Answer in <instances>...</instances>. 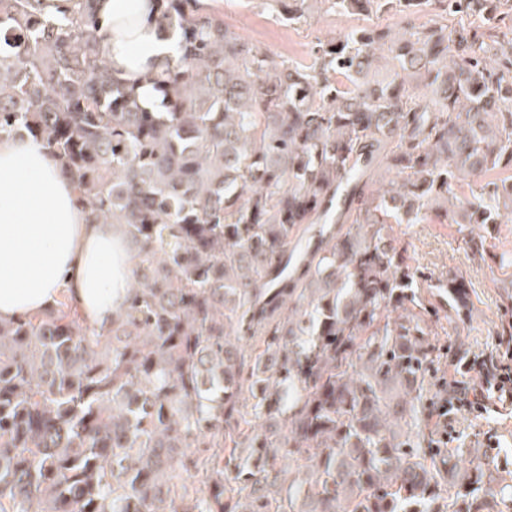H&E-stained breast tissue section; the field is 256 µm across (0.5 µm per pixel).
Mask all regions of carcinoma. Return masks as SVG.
Here are the masks:
<instances>
[{
	"instance_id": "cac0c4a2",
	"label": "carcinoma",
	"mask_w": 512,
	"mask_h": 512,
	"mask_svg": "<svg viewBox=\"0 0 512 512\" xmlns=\"http://www.w3.org/2000/svg\"><path fill=\"white\" fill-rule=\"evenodd\" d=\"M94 0H0V134L64 162L87 220L125 228L135 285L108 327L68 294L0 321V512H494L489 468L421 427L432 298L391 234L512 224L509 0H319L480 16L353 29L302 67L161 0L177 59L100 56ZM290 22L313 0H272ZM395 173L374 180L381 167ZM475 184L464 205L454 186ZM335 218L338 226L327 223ZM306 477L286 476L291 465Z\"/></svg>"
}]
</instances>
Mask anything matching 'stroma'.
<instances>
[{
	"instance_id": "obj_1",
	"label": "stroma",
	"mask_w": 512,
	"mask_h": 512,
	"mask_svg": "<svg viewBox=\"0 0 512 512\" xmlns=\"http://www.w3.org/2000/svg\"><path fill=\"white\" fill-rule=\"evenodd\" d=\"M308 21L288 23L277 17L267 0H216L212 11L225 25L242 38L270 51L282 59L308 66L318 43L336 38L352 28L370 25L376 29L398 32L440 25L479 27L478 17L436 14H411L387 9L371 16L344 14L320 0L313 5ZM406 248L410 263L432 283L447 281L449 273H463L467 309L461 320L440 319L436 330L443 347L452 357L442 358L428 387L430 397H438L440 381L465 375L472 390H482L476 372L462 373L463 359L495 353L499 350L498 332L502 323L512 319V266L503 256L512 257V224H449L443 210L428 211L424 222L397 224L393 227ZM484 411L459 412L451 423V447L463 448L460 465L482 461L483 450L497 444V475L512 480V403L487 394Z\"/></svg>"
}]
</instances>
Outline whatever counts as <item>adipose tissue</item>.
<instances>
[{"label": "adipose tissue", "mask_w": 512, "mask_h": 512, "mask_svg": "<svg viewBox=\"0 0 512 512\" xmlns=\"http://www.w3.org/2000/svg\"><path fill=\"white\" fill-rule=\"evenodd\" d=\"M158 0H95L99 50L115 77L139 87L177 49L158 36ZM134 264L122 225L89 223L58 158L40 141L0 136V320L52 307L68 289L93 323L122 311Z\"/></svg>", "instance_id": "obj_1"}]
</instances>
